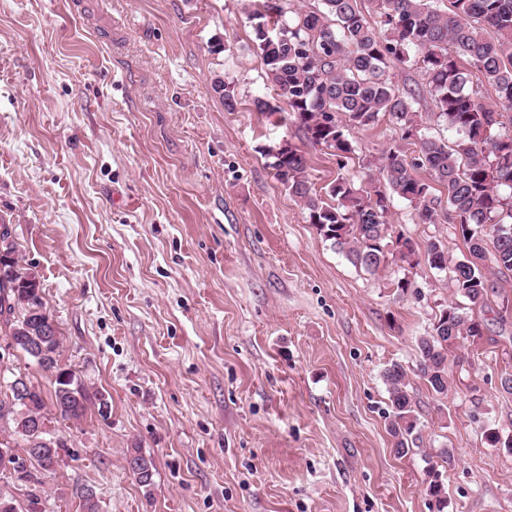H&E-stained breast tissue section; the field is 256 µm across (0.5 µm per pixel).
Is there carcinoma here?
<instances>
[{
	"label": "carcinoma",
	"mask_w": 512,
	"mask_h": 512,
	"mask_svg": "<svg viewBox=\"0 0 512 512\" xmlns=\"http://www.w3.org/2000/svg\"><path fill=\"white\" fill-rule=\"evenodd\" d=\"M250 13L255 48L265 66L267 83L288 103L290 119L313 147L337 158L355 152L350 130L371 126L382 118L412 141L416 156L409 160L391 147L365 163L382 180L369 177L365 187L336 177L323 199L308 173L305 154L290 142L281 143L269 166L277 180L307 211L319 235L349 262L372 275L387 261L385 240L390 237L389 202L397 197L409 203L419 224L438 222L440 201L432 193L435 181L447 191L469 257L458 261L451 276L453 294L468 307L450 303L440 310L432 331L420 337L419 366L431 389L448 390V352L458 340L483 335L475 313L487 307L494 283L479 262L486 259V238L492 239L490 262L499 273L512 272V0H448L442 9L436 0H322L323 11L297 13L284 19L281 0H253ZM280 30L274 38L268 25ZM416 69L427 79L435 116L455 131L447 142L421 132L414 89L395 88L391 69ZM478 74L473 81L472 74ZM496 92L493 105L485 103L484 89ZM224 108L237 106L235 85L216 81ZM429 171L432 181L417 175ZM8 225L0 224V324L14 338L16 350L43 370L55 373L52 407L64 420H79L91 397L70 370L58 364L60 336L43 310L42 288L35 273L14 258ZM425 257L434 269L446 268L441 245L427 243ZM47 335L42 356L32 346L34 337ZM392 408L390 433L398 454L409 451L417 428L406 372L392 364L383 374ZM18 375L0 378V424L12 427L25 442L26 457H16L17 470L31 478L28 464L43 470L56 467L53 456H40L31 447L36 439L57 446L46 425L44 395L34 384L21 398L14 390ZM127 460L137 483L153 484L152 458L134 448ZM429 494L437 512L446 499L438 470L426 472Z\"/></svg>",
	"instance_id": "obj_1"
}]
</instances>
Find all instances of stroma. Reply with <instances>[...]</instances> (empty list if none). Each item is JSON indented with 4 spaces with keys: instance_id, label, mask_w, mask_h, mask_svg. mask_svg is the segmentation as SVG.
Masks as SVG:
<instances>
[{
    "instance_id": "1",
    "label": "stroma",
    "mask_w": 512,
    "mask_h": 512,
    "mask_svg": "<svg viewBox=\"0 0 512 512\" xmlns=\"http://www.w3.org/2000/svg\"><path fill=\"white\" fill-rule=\"evenodd\" d=\"M250 0H0V216L40 280L62 336L60 364L111 403L78 421L49 415L64 447L31 482L0 472L18 512H512V272L493 274L484 334L448 354V390L419 371L417 341L454 302L455 220L418 224L399 198L392 236L414 264L356 269L275 178L267 146L289 141L324 190L362 184L363 158L413 145L388 120L353 129L345 168L309 146L273 99L247 18ZM237 87L224 108L215 79ZM415 106L428 135L426 82ZM438 241L450 266L436 270ZM409 280L400 290L399 279ZM400 364L421 438L397 454L384 370ZM150 455L154 484L127 467ZM453 452L451 463L436 451Z\"/></svg>"
}]
</instances>
